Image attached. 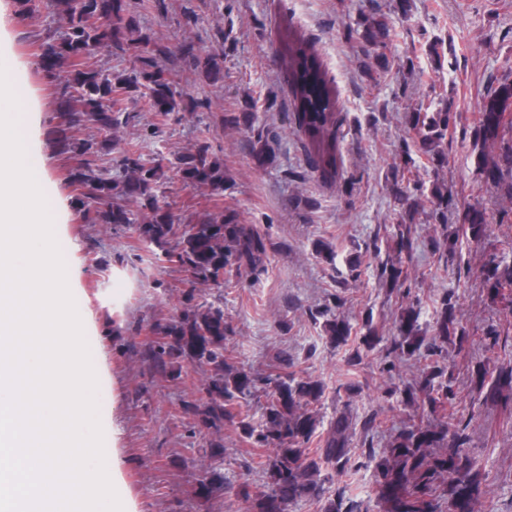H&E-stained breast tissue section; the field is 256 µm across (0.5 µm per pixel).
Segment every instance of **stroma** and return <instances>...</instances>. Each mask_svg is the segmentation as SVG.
Returning <instances> with one entry per match:
<instances>
[{
    "instance_id": "35a3bbf8",
    "label": "stroma",
    "mask_w": 512,
    "mask_h": 512,
    "mask_svg": "<svg viewBox=\"0 0 512 512\" xmlns=\"http://www.w3.org/2000/svg\"><path fill=\"white\" fill-rule=\"evenodd\" d=\"M134 23L166 47L158 63L177 69L183 111L161 116L147 95L125 98L130 119L121 124L126 148L158 164V195L176 223L191 224L211 212L207 188H189L173 165L181 154L206 146L224 162L225 213L256 226L268 239L266 268L259 274L232 271L223 288L195 280L170 262L163 249L140 241L131 231L89 223L79 191L69 183L73 159L56 145L58 80L38 65L37 49L60 38L65 21L54 7L39 6L13 18V48L26 65L29 87L41 106L35 137L47 180L67 202L58 227V246L72 275L68 286L84 316V336L102 387L98 415L113 420L104 445H116L124 465L121 488L135 512H246L245 492L267 484L272 447H259L225 422L221 432L181 403L201 400L208 375L191 358L174 368L155 367L146 346L155 324L172 319L185 292L198 300H223L232 333L226 342L238 368L266 376L271 364L322 382L317 406L320 425L310 442L318 448L336 416L350 420L351 459L325 482V495L292 512H322L338 492L371 498L373 512H386L373 500L376 464L391 437L404 425L436 424L442 412L404 405L397 389L418 380L423 364L398 363L386 373L371 355L360 365L349 359L360 347L362 320L372 316L380 335L397 333L402 311L415 307L422 325H432L441 298L454 294L457 319L469 331L467 343L449 338L445 362L454 381L456 414L470 418L471 448L482 496L473 512H512V398L475 401L471 372L495 370L512 361V292L491 296L480 274L486 255L512 260V194L484 181L478 154L496 155L499 145L474 147L482 96L487 87L512 82V0H125ZM383 15L390 29L384 59L356 33L364 14ZM224 42H216V29ZM314 47L346 120L339 137L340 174L323 180L312 169L305 138L294 118L295 105L282 63L287 35ZM218 55V79L206 77L184 46ZM449 110L443 156L417 151L414 112ZM231 112L254 115L252 127L225 124ZM158 126L159 136L148 135ZM273 141L263 158L253 142ZM405 171L404 185L425 193L413 227L418 243L397 254L393 236L406 211L390 191L392 167ZM447 188L448 222L463 223L467 210L484 215L480 241L449 244L440 225L428 220L429 192ZM400 255L407 275L404 289L387 288L378 277L382 257ZM357 270H350V261ZM332 307L352 326L347 344H332L316 310ZM495 325L505 341L486 347L482 336ZM376 417L366 427L368 417ZM222 441L224 455L211 460L210 445ZM221 469L223 493L203 496L199 486L206 464Z\"/></svg>"
}]
</instances>
